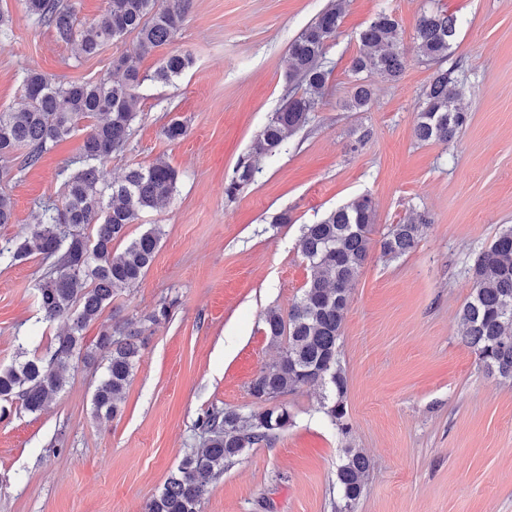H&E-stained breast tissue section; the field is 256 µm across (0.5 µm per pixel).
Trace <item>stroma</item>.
I'll use <instances>...</instances> for the list:
<instances>
[{"instance_id": "stroma-1", "label": "stroma", "mask_w": 512, "mask_h": 512, "mask_svg": "<svg viewBox=\"0 0 512 512\" xmlns=\"http://www.w3.org/2000/svg\"><path fill=\"white\" fill-rule=\"evenodd\" d=\"M329 0H192L168 49L144 57L140 112L127 145L101 170L105 182L164 158L179 173L170 203L127 228L163 236L142 280L119 290L84 332L147 323L120 412L94 414L104 368L75 360L60 392L37 413L10 403L0 417V512H146L190 449L202 447L198 418L241 414L249 386L280 354L265 333L270 309L287 311L310 277L297 249L305 225L370 195L374 239L425 212L414 251L396 259L373 249L354 281L339 341L352 424L342 437L320 411L321 386L283 396L293 423L270 444L247 449L210 487L201 512H334L336 466L345 446L370 461L354 512H512V383L488 375L460 344L458 313L470 268L502 226L512 225V0H345L341 32L326 54L325 95L286 150L261 160L235 197L224 186L283 102L289 43ZM457 18L451 58L461 65L460 104L469 122L448 143L415 135L422 93L435 68L410 59L400 78L375 79L365 112L344 107L358 34L378 11L411 40L423 11ZM12 35L0 45V108L21 103L20 75L35 67L65 81H95L134 37L78 57L37 25L26 0H0ZM194 63L170 83L153 75L167 52ZM183 121V139L162 128ZM82 134L39 163L0 161V193L13 206L0 240L23 234L43 203L61 201V170ZM288 223H278L279 215ZM40 257L0 265V368L20 349L42 355L60 324L40 322ZM170 316L147 318L165 302Z\"/></svg>"}]
</instances>
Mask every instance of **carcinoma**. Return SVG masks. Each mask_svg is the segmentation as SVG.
Returning a JSON list of instances; mask_svg holds the SVG:
<instances>
[{
	"label": "carcinoma",
	"instance_id": "1",
	"mask_svg": "<svg viewBox=\"0 0 512 512\" xmlns=\"http://www.w3.org/2000/svg\"><path fill=\"white\" fill-rule=\"evenodd\" d=\"M344 0H330L301 34L288 45V81L295 83L282 107L273 113L256 136L248 158L240 161L225 191L232 195L250 183L258 159L272 155L298 129L323 98L328 72L324 59L339 36ZM191 0H109L105 16L77 30L71 9L62 0H27L37 23L74 45L77 56L93 57L112 40L132 34L136 50L112 62L121 74H107L95 82H56L36 68L21 74L26 102L0 111V161L27 149L23 166L36 165L48 146L80 131L86 133L79 167L60 172L65 193L60 203L41 206L36 224L13 239L0 242V261L10 264L40 256L52 260L37 287L43 320L65 319L68 325L54 338L47 356L34 355L0 369V402L17 400L30 412L41 411L63 384V372L74 358L106 361L97 385L95 411L116 414L138 360L145 328L117 322L104 328L92 348L83 344V330L112 303L114 294L135 285L146 274L159 247L162 229L154 226L131 240L123 250L113 244L126 236L128 226L145 211L157 209L177 191L178 172L158 159L130 169L110 185L101 184L100 168L128 142L140 111L138 89L144 78L138 62L169 45L183 24ZM457 32L456 19L438 10L424 12L416 25L413 43L417 57L437 65L423 92L416 134L422 142H448L468 123L458 106L461 95L459 66L443 63ZM359 50L350 61L355 83L346 107L368 109L372 84L362 73L396 79L409 61L397 20L376 13L359 33ZM192 64L189 55L172 52L155 72L170 82ZM430 220L424 213L393 224L380 241L381 253L398 258L411 252ZM375 213L368 196L358 197L329 211L320 222L307 224L298 250L311 268L310 280L287 314H265L266 335L280 345L277 361L263 368L250 385L251 395L263 408L244 416L212 409L197 422L205 446L191 450L147 505V512H200V504L224 465L246 449L269 443L285 430L291 415L278 397L307 385L325 393L321 410L342 436L351 433L345 403L347 380L339 359V340L348 306V285L356 280L371 256ZM474 288L459 312L463 345L491 374L512 381V226L502 228L471 268ZM369 460L357 448L344 449L336 468V485L343 505L336 512H351L363 490Z\"/></svg>",
	"mask_w": 512,
	"mask_h": 512
}]
</instances>
